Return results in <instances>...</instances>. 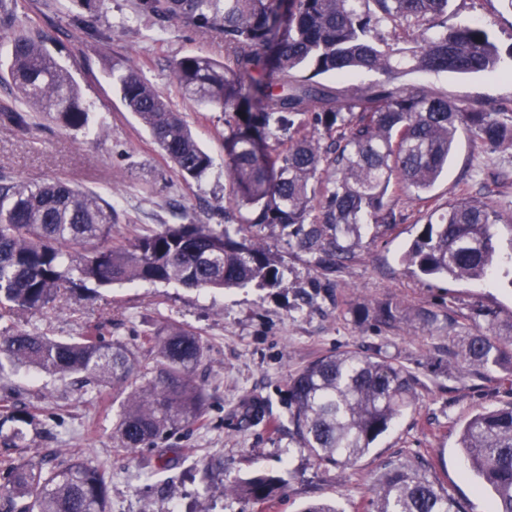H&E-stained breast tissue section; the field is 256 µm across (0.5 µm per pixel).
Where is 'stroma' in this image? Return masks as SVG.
Listing matches in <instances>:
<instances>
[{"instance_id": "1", "label": "stroma", "mask_w": 512, "mask_h": 512, "mask_svg": "<svg viewBox=\"0 0 512 512\" xmlns=\"http://www.w3.org/2000/svg\"><path fill=\"white\" fill-rule=\"evenodd\" d=\"M13 14L43 40L76 81L89 123L72 128L44 112L31 115L27 132L0 123V177L41 183L62 179L103 192L112 204L113 235L161 230L167 224L224 222L228 180L224 169L223 112L183 98L173 64L195 53L224 58V40L183 22L135 11V0H96L87 10L73 0H0V16ZM448 25H482L512 66V8L506 0H449ZM135 64L143 77L182 112L213 163L198 181H183L173 163L123 105L112 85L116 60ZM424 85L465 104L512 107V77L416 73ZM490 202L512 218V149L490 152L460 134L448 170L425 199L393 193V224H369L354 259L323 275L314 259L276 240L282 282L231 290L138 282L95 292L77 291L43 312L19 314L17 328L58 340L102 326L106 338L154 365L143 334L163 325L196 332L204 357L195 371L208 398L200 423L180 429L157 447L115 451L112 430L124 400L93 382L80 387L45 374L15 369L0 397L32 407L26 446L0 445V459L24 457L63 464L81 458L112 474L108 512H302L311 502L335 501L341 512H366L370 489L387 469L423 463L464 512H495L494 495L480 489L466 467L454 432L472 413L512 401L495 374L448 367V350L487 327L474 310L512 317V282L504 271L491 280L452 281L412 273L404 255L428 213L460 195ZM389 303L398 312L384 321ZM432 315V328L420 318ZM336 350L380 352L396 358L417 380V405L381 435L352 467L316 466L298 448L288 421V377ZM260 402L264 420L246 422L245 402ZM213 478L201 479V465ZM259 473L281 476L265 504L225 494L226 484Z\"/></svg>"}]
</instances>
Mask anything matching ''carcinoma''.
<instances>
[{
  "instance_id": "obj_1",
  "label": "carcinoma",
  "mask_w": 512,
  "mask_h": 512,
  "mask_svg": "<svg viewBox=\"0 0 512 512\" xmlns=\"http://www.w3.org/2000/svg\"><path fill=\"white\" fill-rule=\"evenodd\" d=\"M139 13L179 20L224 37V61L187 54L174 76L183 96L236 116L224 136L232 226L166 224L154 233L112 238V205L63 180L31 185L0 181V323L16 312H41L63 290L133 282L193 288L275 287L281 279L269 239H288L329 271L355 257L364 219L396 223L388 199L430 191L460 132L486 150L512 147V112L467 106L424 86L401 84L415 72L493 75L502 57L478 24L448 27V0H136ZM391 26L390 38L378 28ZM9 76L22 109L0 119L29 126L27 110L52 112L83 127L88 112L68 69L44 43L14 22ZM408 46L401 47L399 42ZM375 71L385 80L341 100L313 81L322 74ZM128 111L151 132L185 180L212 165L182 113L129 64L112 67ZM311 117L313 131L295 128ZM487 202L462 196L433 211L404 259L413 272L454 281L486 278L497 264ZM158 360L146 378L126 345L101 326L70 341L19 330L0 333V381L21 366L86 385L112 382L127 391L112 431L114 447L132 453L198 420L205 391L195 378L203 345L193 332H144ZM457 365L507 373L512 386V322L506 335L480 330L451 352ZM416 379L395 358L339 351L288 378V413L298 447L320 465H355L417 400ZM468 467L490 489L496 512H512V402L473 413L458 429ZM110 476L75 459L0 461V512H107ZM278 476L257 474L231 485L255 503L272 499ZM370 512H462L423 464L387 470L372 489Z\"/></svg>"
}]
</instances>
